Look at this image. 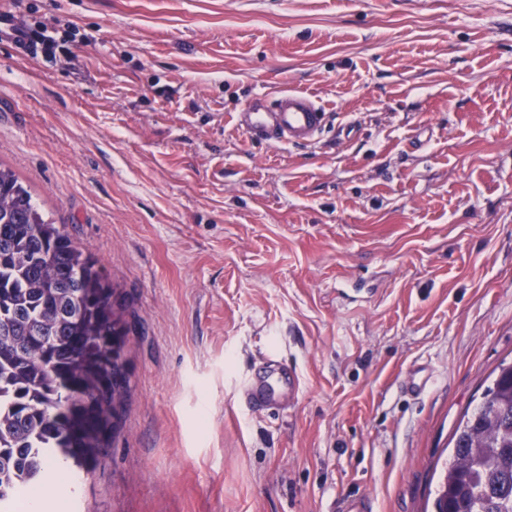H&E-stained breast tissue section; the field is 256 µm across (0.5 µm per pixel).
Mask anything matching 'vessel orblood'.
Listing matches in <instances>:
<instances>
[{
	"instance_id": "b4317fda",
	"label": "vessel or blood",
	"mask_w": 512,
	"mask_h": 512,
	"mask_svg": "<svg viewBox=\"0 0 512 512\" xmlns=\"http://www.w3.org/2000/svg\"><path fill=\"white\" fill-rule=\"evenodd\" d=\"M327 117V112L312 96L291 89L273 99L253 95L235 115L248 139L282 147L315 143L326 128ZM299 391L296 374L270 358L266 361L264 377L247 382L245 404L256 412L273 411L290 405Z\"/></svg>"
}]
</instances>
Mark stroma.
<instances>
[{
	"label": "stroma",
	"instance_id": "35a3bbf8",
	"mask_svg": "<svg viewBox=\"0 0 512 512\" xmlns=\"http://www.w3.org/2000/svg\"><path fill=\"white\" fill-rule=\"evenodd\" d=\"M0 167L98 261L120 430L76 512H432L512 361V0H0ZM294 88L308 147L234 114ZM297 402L244 405L268 355ZM421 394L407 386L415 371ZM10 30L9 34L13 41L32 54H36L38 48L41 49L45 56L54 54L57 43L54 39L44 35V33L17 26H12Z\"/></svg>",
	"mask_w": 512,
	"mask_h": 512
}]
</instances>
